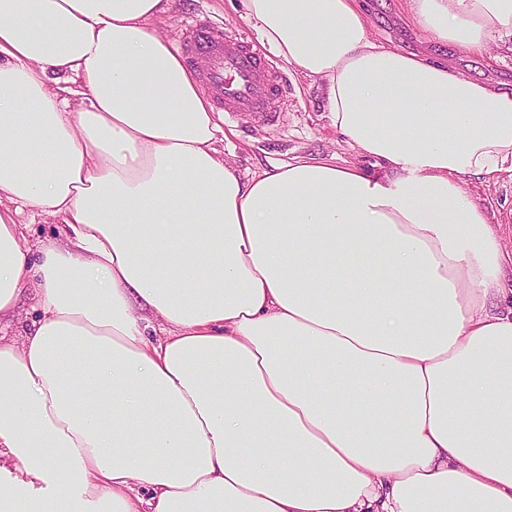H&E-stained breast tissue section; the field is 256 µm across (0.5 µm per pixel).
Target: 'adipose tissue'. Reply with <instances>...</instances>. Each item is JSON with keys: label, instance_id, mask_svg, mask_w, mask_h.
<instances>
[{"label": "adipose tissue", "instance_id": "1", "mask_svg": "<svg viewBox=\"0 0 512 512\" xmlns=\"http://www.w3.org/2000/svg\"><path fill=\"white\" fill-rule=\"evenodd\" d=\"M174 2L0 0V512H512V280L458 181L512 172V90L358 0H241L383 169L244 178ZM407 5L512 44V0ZM18 224H29L26 235L31 244H37L47 237L51 238L56 234V225L51 217L33 214L28 210L22 211L15 217Z\"/></svg>", "mask_w": 512, "mask_h": 512}]
</instances>
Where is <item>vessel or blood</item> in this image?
<instances>
[{"label": "vessel or blood", "mask_w": 512, "mask_h": 512, "mask_svg": "<svg viewBox=\"0 0 512 512\" xmlns=\"http://www.w3.org/2000/svg\"><path fill=\"white\" fill-rule=\"evenodd\" d=\"M181 51L225 113H273L287 90L275 66L244 35L216 24L190 25Z\"/></svg>", "instance_id": "obj_1"}]
</instances>
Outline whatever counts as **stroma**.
I'll return each mask as SVG.
<instances>
[{
	"instance_id": "35a3bbf8",
	"label": "stroma",
	"mask_w": 512,
	"mask_h": 512,
	"mask_svg": "<svg viewBox=\"0 0 512 512\" xmlns=\"http://www.w3.org/2000/svg\"><path fill=\"white\" fill-rule=\"evenodd\" d=\"M369 17L370 37L403 51L425 50L429 57L448 58L463 74L512 88V52L491 44L486 55L466 56L430 41L410 17L406 0H363ZM196 19L222 24L232 30L253 35L251 25L234 10L230 0H178L167 14L153 23L156 32L172 42H180L186 21ZM289 88L284 111L271 115L224 116V152L242 176L269 170L302 159L312 163L359 166L374 172L372 160L361 156L344 142L322 110L319 84L281 66ZM462 189L479 203L496 224L506 252L512 253V173L495 177L461 176Z\"/></svg>"
}]
</instances>
